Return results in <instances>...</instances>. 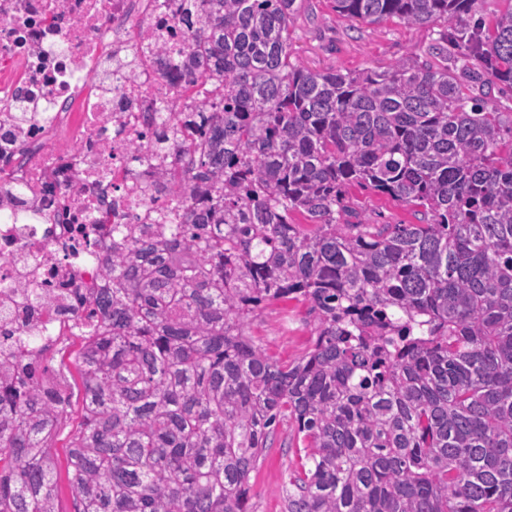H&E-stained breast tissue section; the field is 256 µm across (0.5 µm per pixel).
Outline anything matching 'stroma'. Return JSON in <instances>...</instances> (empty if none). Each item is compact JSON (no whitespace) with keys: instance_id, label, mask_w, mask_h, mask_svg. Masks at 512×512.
I'll return each mask as SVG.
<instances>
[{"instance_id":"1","label":"stroma","mask_w":512,"mask_h":512,"mask_svg":"<svg viewBox=\"0 0 512 512\" xmlns=\"http://www.w3.org/2000/svg\"><path fill=\"white\" fill-rule=\"evenodd\" d=\"M441 27L426 25L407 28L397 19L386 18L373 24L356 22L336 12L333 0H306L303 10L290 28L294 59L316 71L358 73L367 69L382 70L412 51L439 43ZM347 195L359 210L369 214L377 224H415L419 217L414 207L378 195L358 185L347 188ZM307 306L301 302L275 303L254 321L249 333L267 352L289 361L301 355L310 342ZM68 388L74 393L66 434L55 441L56 506L59 512H73L74 497L69 483L67 445L70 431L83 420L82 380L74 366H67ZM296 426L284 420L265 459L252 473L251 502L254 512H285L284 484L289 467L298 458Z\"/></svg>"}]
</instances>
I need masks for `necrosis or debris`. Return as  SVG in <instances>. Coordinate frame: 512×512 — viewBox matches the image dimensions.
<instances>
[{"instance_id": "necrosis-or-debris-1", "label": "necrosis or debris", "mask_w": 512, "mask_h": 512, "mask_svg": "<svg viewBox=\"0 0 512 512\" xmlns=\"http://www.w3.org/2000/svg\"><path fill=\"white\" fill-rule=\"evenodd\" d=\"M186 0H0V316L16 347L66 349L83 319L67 292L96 301L117 224H155L160 193L184 159L161 111L197 112L188 91ZM41 292L33 317L10 296Z\"/></svg>"}]
</instances>
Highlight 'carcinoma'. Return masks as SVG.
I'll return each instance as SVG.
<instances>
[{"label": "carcinoma", "instance_id": "carcinoma-1", "mask_svg": "<svg viewBox=\"0 0 512 512\" xmlns=\"http://www.w3.org/2000/svg\"><path fill=\"white\" fill-rule=\"evenodd\" d=\"M189 87L219 107L181 140L180 224H118L105 334L83 346L74 512H253L250 477L291 418L285 512H512V6L335 0L451 33L384 70L292 59L297 0H205ZM356 183L423 224L358 218ZM304 215L315 231L291 222ZM357 221H351V218ZM308 305L291 362L246 328ZM49 356L0 361V512H58L52 441L71 394Z\"/></svg>", "mask_w": 512, "mask_h": 512}]
</instances>
